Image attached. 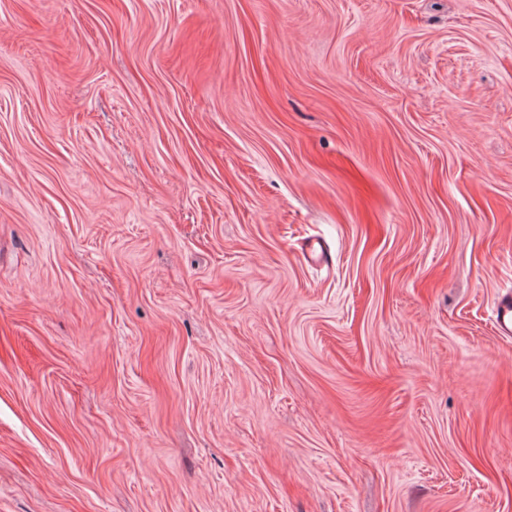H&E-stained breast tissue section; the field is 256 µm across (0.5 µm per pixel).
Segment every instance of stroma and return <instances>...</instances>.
Returning a JSON list of instances; mask_svg holds the SVG:
<instances>
[{
  "instance_id": "obj_1",
  "label": "stroma",
  "mask_w": 512,
  "mask_h": 512,
  "mask_svg": "<svg viewBox=\"0 0 512 512\" xmlns=\"http://www.w3.org/2000/svg\"><path fill=\"white\" fill-rule=\"evenodd\" d=\"M509 290L512 0H0V512H512Z\"/></svg>"
}]
</instances>
